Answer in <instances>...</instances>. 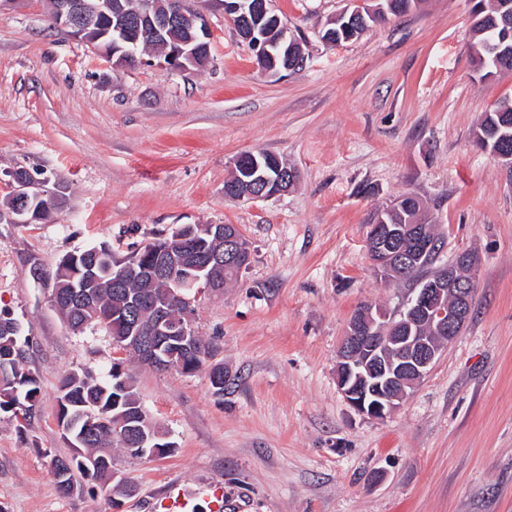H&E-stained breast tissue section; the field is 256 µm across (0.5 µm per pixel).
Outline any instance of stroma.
<instances>
[{
	"label": "stroma",
	"instance_id": "obj_1",
	"mask_svg": "<svg viewBox=\"0 0 512 512\" xmlns=\"http://www.w3.org/2000/svg\"><path fill=\"white\" fill-rule=\"evenodd\" d=\"M346 0H272L306 62L258 69L223 10L209 12L212 66L117 69L49 28V0L0 15V204L10 173L48 178L63 200L42 224L0 218V310L31 341L41 381L31 418L0 411V512H512V172L476 146L484 112L512 100V72L470 59L473 0H423L340 46L320 31ZM276 154L297 180L281 196L232 201L244 151ZM421 200L443 247L480 259L472 315L391 415L355 412L336 386L337 351L364 302L410 293L371 266L375 214ZM181 224H236L249 267L205 295L194 329L216 347L224 393L121 359L104 328L73 333L50 301L61 258L100 243L123 257ZM123 360L150 418L175 442L163 457L112 451L135 488L112 500L51 470L72 454L59 381L108 380Z\"/></svg>",
	"mask_w": 512,
	"mask_h": 512
}]
</instances>
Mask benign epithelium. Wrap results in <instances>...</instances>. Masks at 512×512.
Returning a JSON list of instances; mask_svg holds the SVG:
<instances>
[{"mask_svg":"<svg viewBox=\"0 0 512 512\" xmlns=\"http://www.w3.org/2000/svg\"><path fill=\"white\" fill-rule=\"evenodd\" d=\"M170 7L160 19H154L156 7L141 0L143 22L135 27L120 16L112 17L114 32L126 43H138L151 35L157 37L165 26L177 25L190 33L183 46L165 52L156 59H136L140 66L153 61L178 71H201L211 60L213 40L206 8L218 7L224 15L239 23L243 38L253 48L257 66L276 75L291 72L293 49L281 35L276 43L268 41L267 28L280 17L271 0H204V6L189 11L183 0H169ZM107 0H58L53 26L66 30L88 45L104 60L119 67L114 55L106 53L96 41L85 37L87 28L109 17ZM276 168L277 175L269 173ZM233 183L224 185L226 200H260L280 196L290 189L288 169L277 167L263 151H248L233 161ZM12 193L9 212L15 224H35L40 210L52 205L57 187L49 180L34 177L27 169L11 173ZM181 243L177 251L154 239L137 249L136 266L128 267L125 259L117 261L112 286L120 288L130 274L144 279H161L168 283L171 296L182 302L176 318L160 308L153 315L157 336H174L187 349L197 347L193 322L194 303L201 292L224 290V264L239 272L250 262V246L236 224H184L172 230ZM433 245L431 233L423 224H373L368 238V252L374 267L383 275L393 274L399 265L421 262ZM478 259L463 252L439 277L424 280L414 289V296L404 309L394 315L383 308L365 303L348 321L336 365V384L344 400L358 413L383 419L405 401L414 388L430 373L443 349L459 336L468 322L475 292ZM131 340L119 347L122 354L133 357L157 370L169 364L161 344L148 343L142 317H132L128 324Z\"/></svg>","mask_w":512,"mask_h":512,"instance_id":"7a95c632","label":"benign epithelium"}]
</instances>
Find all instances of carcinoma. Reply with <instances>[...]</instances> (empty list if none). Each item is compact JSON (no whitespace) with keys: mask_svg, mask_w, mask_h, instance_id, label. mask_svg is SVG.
Returning a JSON list of instances; mask_svg holds the SVG:
<instances>
[{"mask_svg":"<svg viewBox=\"0 0 512 512\" xmlns=\"http://www.w3.org/2000/svg\"><path fill=\"white\" fill-rule=\"evenodd\" d=\"M422 0H377L372 8H362L363 14L355 17L336 15L327 23L322 37L332 35L345 43L359 36L372 24L387 16H398L418 6ZM512 14V0H477L473 7L474 30L478 39L473 43L474 53L478 54L479 65L486 72L497 74L512 71V39L501 36V15ZM476 142L481 147H512V109L495 108L485 113L477 126ZM388 224H427L435 237L436 248H441V236L436 225L424 214L419 201L412 196H403L391 209L382 212ZM112 251L104 246L97 251H78L65 255L57 265L54 280L58 294L64 297L73 293L74 288L88 274L94 276L97 292L91 311L99 318L94 325L105 327L114 343L126 341V314L120 308L119 289L112 287ZM125 291L140 294L158 303L171 300L165 284H148L137 279L127 281ZM56 310L73 331L81 332L88 324L84 318L72 317L71 309L59 303ZM201 355L170 346L166 349L172 367L185 374L198 371L209 365V383L213 392L224 393V365L210 364L213 346L199 339ZM30 344L21 336V327L8 313L0 314V410L21 412L22 416L32 415L41 397L40 379L26 367ZM57 420L61 428L68 430L72 442L79 443L76 452L68 458L52 460L53 475L58 477L56 484L60 492L68 495L75 488V473L99 484L107 485L106 468L86 467L88 457L112 458V447L126 449L132 456H139L137 448H129L123 443L121 434L125 428L143 429L151 438L152 447L146 455L162 457L172 452L174 444L168 441L165 433L148 417L138 396L135 380H113L110 383L97 380L86 374L70 373L62 378L57 399Z\"/></svg>","mask_w":512,"mask_h":512,"instance_id":"1","label":"carcinoma"}]
</instances>
